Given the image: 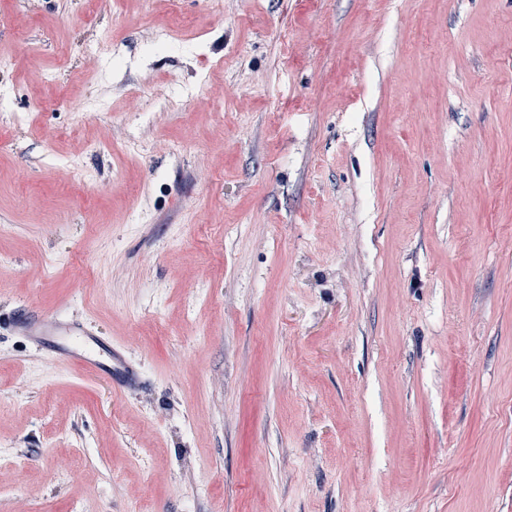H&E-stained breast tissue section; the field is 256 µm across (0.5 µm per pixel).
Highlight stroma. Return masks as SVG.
<instances>
[{"label":"stroma","instance_id":"stroma-1","mask_svg":"<svg viewBox=\"0 0 512 512\" xmlns=\"http://www.w3.org/2000/svg\"><path fill=\"white\" fill-rule=\"evenodd\" d=\"M88 2L0 0V512H512V0ZM189 26L178 21L157 31L151 40L155 47L172 48L180 43L182 35L187 34ZM12 327L38 346L56 344L58 355L72 366L91 376H107L114 390L134 386L139 381V368L120 347L107 350V360L97 357L84 342L93 336L82 322L32 311L16 316ZM90 340V339H89Z\"/></svg>","mask_w":512,"mask_h":512}]
</instances>
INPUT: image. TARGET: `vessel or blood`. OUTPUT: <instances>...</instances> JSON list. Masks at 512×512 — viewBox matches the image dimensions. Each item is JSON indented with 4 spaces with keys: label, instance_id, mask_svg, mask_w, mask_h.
Here are the masks:
<instances>
[{
    "label": "vessel or blood",
    "instance_id": "1",
    "mask_svg": "<svg viewBox=\"0 0 512 512\" xmlns=\"http://www.w3.org/2000/svg\"><path fill=\"white\" fill-rule=\"evenodd\" d=\"M12 326L36 345L55 344L58 355L84 373L108 377L114 390L134 386L139 381L137 365L120 347L108 348L106 359L97 357L86 343L89 332L82 322L32 311L16 316Z\"/></svg>",
    "mask_w": 512,
    "mask_h": 512
}]
</instances>
